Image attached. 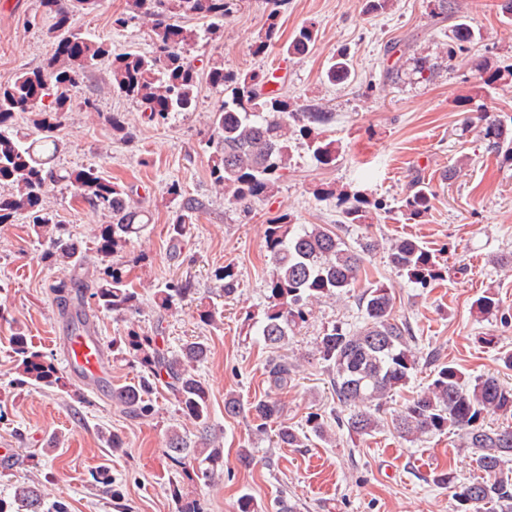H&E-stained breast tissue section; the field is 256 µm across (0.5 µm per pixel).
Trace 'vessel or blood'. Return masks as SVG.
Instances as JSON below:
<instances>
[{
	"instance_id": "b4317fda",
	"label": "vessel or blood",
	"mask_w": 512,
	"mask_h": 512,
	"mask_svg": "<svg viewBox=\"0 0 512 512\" xmlns=\"http://www.w3.org/2000/svg\"><path fill=\"white\" fill-rule=\"evenodd\" d=\"M59 342L66 368L79 382L92 388L111 383L104 343L94 323L77 332L65 330Z\"/></svg>"
}]
</instances>
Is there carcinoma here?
<instances>
[{
  "instance_id": "obj_1",
  "label": "carcinoma",
  "mask_w": 512,
  "mask_h": 512,
  "mask_svg": "<svg viewBox=\"0 0 512 512\" xmlns=\"http://www.w3.org/2000/svg\"><path fill=\"white\" fill-rule=\"evenodd\" d=\"M284 2L268 0L271 9L267 25L254 42V55L265 54L278 42ZM40 5L45 18L51 20L47 36L52 53L41 67L21 72L0 85V224H11L23 214L37 240L47 244L44 259L62 272L53 286L58 303L67 302L72 288H90L91 298L104 311L131 316L140 308L138 291L129 286L121 269L112 265V256L124 250L130 236L146 224L144 214L134 206L132 191L107 178L94 163L71 171L55 164L62 142L54 131L68 109L71 90L95 62L111 60L112 93L141 104L149 111L151 121L163 123L173 114L191 111L196 105L195 89L203 78L224 93V100L210 116V174L214 183L224 188L229 203L243 213L251 212L252 204L271 192L285 175L292 158V141L304 140L318 164L335 163L339 145L324 135L333 114L324 107L290 102L272 87V76L261 70H226L217 60L204 70L195 65L197 58L191 49L201 35L182 26L180 19H222L233 0H126L124 11L113 16L112 25L124 28L140 14L149 13L154 17L152 48L119 54L72 27L73 16L95 10L96 0H40ZM452 34L460 47L476 39L465 19L458 20ZM316 37L315 23L302 24L294 31L288 52L308 54ZM480 69L488 89L495 90L502 82L512 80V65L501 66L490 57L480 62ZM350 76L348 53L340 50L332 55L326 77L336 84ZM33 112L38 113L34 129L43 134L39 139L17 130L14 123L16 116ZM480 120L484 121V138L492 141L493 147H502L509 135L507 126L485 114ZM63 182L75 197L104 209L111 217L96 246L106 266L96 270L91 280L78 274L86 268L87 251L77 241L64 237L59 215L45 204L52 189ZM169 193L180 199L168 228L170 250L176 256L190 227L198 223L202 208L198 199L184 194L176 184ZM431 197L423 187L407 195L401 205L406 219L423 217L430 210ZM338 203L343 224L368 223L370 206H378L362 191L347 193ZM264 241L271 261L265 279L268 303L261 318L249 313L245 322L249 327L258 326L259 335L269 346L283 344L306 322L308 303L349 294L363 267L364 255L374 249L371 242L355 249L324 224L296 226L285 214L267 221ZM389 261L400 276L423 288L445 274L439 257L411 238L392 245ZM215 279L220 281L224 296L236 293L238 279L231 268L216 271ZM194 294L190 281H170L158 289L155 301L167 310ZM358 305L361 323L353 328L333 325L324 330L316 347L332 372L338 404L350 409L346 417L336 416V422L351 437L370 435L377 429L378 421L367 408H380L394 393L406 388L420 366L408 328L393 315V296L388 287L367 289L358 298ZM10 343L22 376L47 385L58 383L54 367L23 330H16ZM112 348L140 367L137 381L113 389L112 400L129 416L144 419L154 412L150 396L160 383H165L182 415L205 433V446L200 448L171 430L169 459L183 469L192 468L205 483L224 475L223 445L209 434L208 388L197 374L198 366L209 354L207 343L190 341L172 351L161 347L159 337L131 329L123 339L113 340ZM295 369L296 365L286 359L268 365L271 385L276 389L288 386ZM251 409L260 433L265 431L266 423L279 422V447L303 445L299 432L282 420L283 407L277 398L268 394L252 403ZM492 415L512 416V384L493 374L467 377L456 364L448 362L437 366L432 382L412 395L392 422L398 437L409 441L455 429L463 432L478 475L459 485L450 472L435 476L437 483L454 486L456 512H512V473L503 469L512 458V426H489L486 419ZM41 508V495L31 486L16 487L9 501L0 499V512H41Z\"/></svg>"
}]
</instances>
